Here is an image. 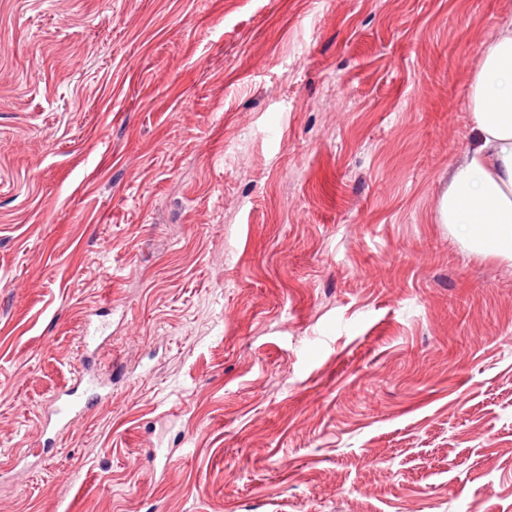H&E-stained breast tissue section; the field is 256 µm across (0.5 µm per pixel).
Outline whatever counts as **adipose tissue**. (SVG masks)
I'll return each instance as SVG.
<instances>
[{
  "instance_id": "obj_1",
  "label": "adipose tissue",
  "mask_w": 512,
  "mask_h": 512,
  "mask_svg": "<svg viewBox=\"0 0 512 512\" xmlns=\"http://www.w3.org/2000/svg\"><path fill=\"white\" fill-rule=\"evenodd\" d=\"M466 109L477 140L450 173L438 221L462 228L475 254L512 263V18L487 42Z\"/></svg>"
}]
</instances>
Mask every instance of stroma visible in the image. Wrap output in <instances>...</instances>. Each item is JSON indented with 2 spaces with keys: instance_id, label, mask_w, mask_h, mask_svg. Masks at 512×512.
<instances>
[{
  "instance_id": "stroma-1",
  "label": "stroma",
  "mask_w": 512,
  "mask_h": 512,
  "mask_svg": "<svg viewBox=\"0 0 512 512\" xmlns=\"http://www.w3.org/2000/svg\"><path fill=\"white\" fill-rule=\"evenodd\" d=\"M510 17L0 0V512H512V264L437 221ZM79 376V380L63 391L57 393L49 401V416L44 422L45 426L53 421L56 427L66 430L72 427L80 418L84 408L91 402H110L112 392L96 383L90 376L88 368ZM80 386H83L79 392ZM92 395H88L89 392Z\"/></svg>"
}]
</instances>
